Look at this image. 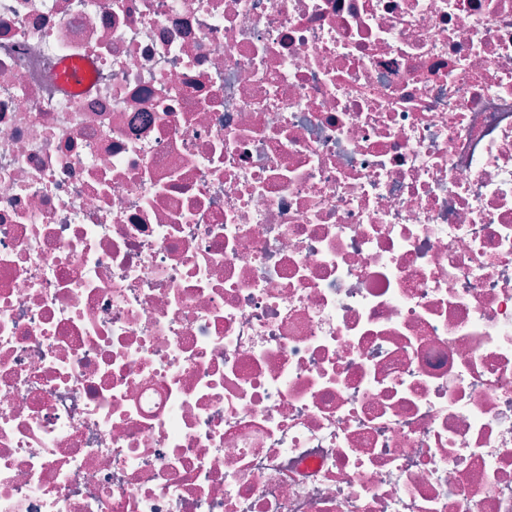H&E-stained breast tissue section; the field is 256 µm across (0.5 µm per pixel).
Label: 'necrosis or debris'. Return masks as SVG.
I'll return each mask as SVG.
<instances>
[{
	"label": "necrosis or debris",
	"instance_id": "necrosis-or-debris-1",
	"mask_svg": "<svg viewBox=\"0 0 512 512\" xmlns=\"http://www.w3.org/2000/svg\"><path fill=\"white\" fill-rule=\"evenodd\" d=\"M0 512H512V0H0Z\"/></svg>",
	"mask_w": 512,
	"mask_h": 512
}]
</instances>
